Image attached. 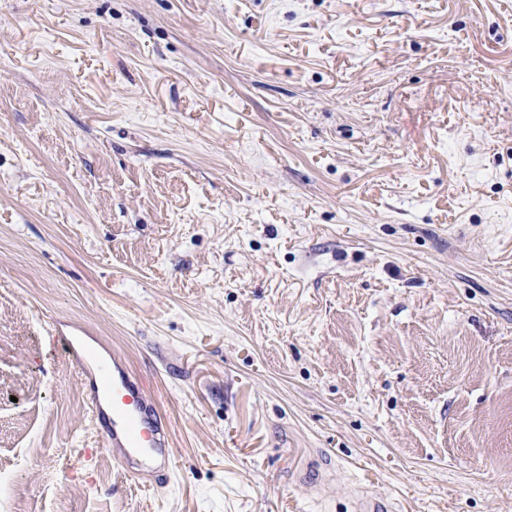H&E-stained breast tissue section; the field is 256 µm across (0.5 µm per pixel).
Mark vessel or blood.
<instances>
[{"label": "vessel or blood", "instance_id": "obj_1", "mask_svg": "<svg viewBox=\"0 0 512 512\" xmlns=\"http://www.w3.org/2000/svg\"><path fill=\"white\" fill-rule=\"evenodd\" d=\"M58 342L81 374H92L89 413L98 421L105 447L133 478L155 471L170 474L174 455L170 430L153 399L139 380L120 362L111 368H91V348L76 336H59Z\"/></svg>", "mask_w": 512, "mask_h": 512}]
</instances>
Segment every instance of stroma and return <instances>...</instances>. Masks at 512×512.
<instances>
[{
    "label": "stroma",
    "mask_w": 512,
    "mask_h": 512,
    "mask_svg": "<svg viewBox=\"0 0 512 512\" xmlns=\"http://www.w3.org/2000/svg\"><path fill=\"white\" fill-rule=\"evenodd\" d=\"M77 328L169 482L102 450ZM359 490L512 512V0H0V512ZM58 342L69 360L77 366L81 376L87 378L91 367L90 360L94 356L92 349L80 342L76 335L59 336ZM89 387V413L104 441V448L133 478L154 471L168 475L174 468L170 430L153 399L139 380L113 355L112 381L106 368L97 367ZM112 398V419L104 416L98 426L102 400Z\"/></svg>",
    "instance_id": "35a3bbf8"
}]
</instances>
